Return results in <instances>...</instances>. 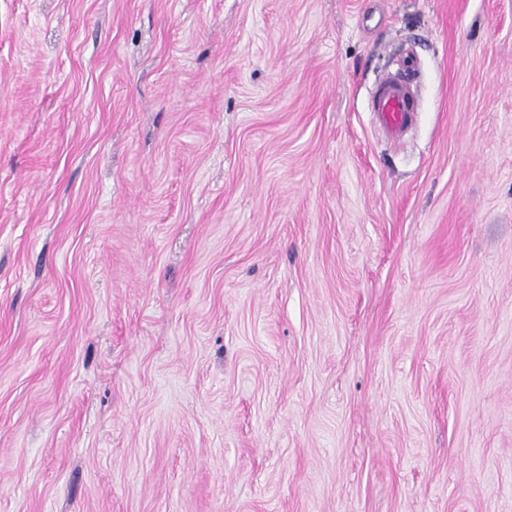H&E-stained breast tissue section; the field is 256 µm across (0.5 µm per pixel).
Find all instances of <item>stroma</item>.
I'll return each mask as SVG.
<instances>
[{
  "label": "stroma",
  "instance_id": "1",
  "mask_svg": "<svg viewBox=\"0 0 512 512\" xmlns=\"http://www.w3.org/2000/svg\"><path fill=\"white\" fill-rule=\"evenodd\" d=\"M0 512H512V0H0ZM370 112L374 113L376 122L385 129L388 138L398 140L416 112L407 81L390 78L379 83L371 99Z\"/></svg>",
  "mask_w": 512,
  "mask_h": 512
}]
</instances>
